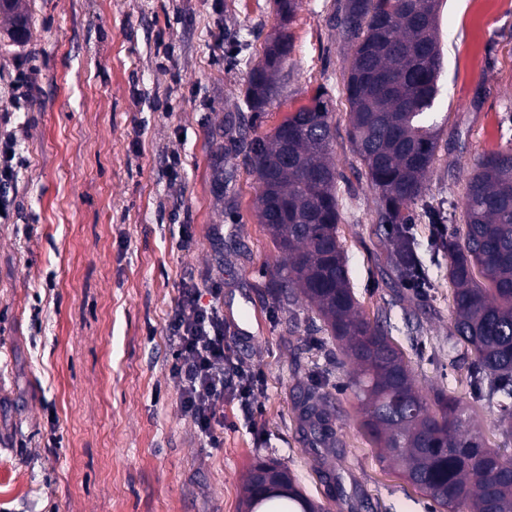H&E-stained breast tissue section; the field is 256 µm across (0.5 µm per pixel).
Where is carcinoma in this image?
Instances as JSON below:
<instances>
[{"mask_svg":"<svg viewBox=\"0 0 512 512\" xmlns=\"http://www.w3.org/2000/svg\"><path fill=\"white\" fill-rule=\"evenodd\" d=\"M21 0H0V16L21 40ZM441 0H341L336 28L353 45L345 84L349 138L373 189L379 220L394 246V271L420 295L425 278L406 215L425 192L436 159L439 128L433 109L442 68L438 32ZM292 50L290 36L266 45L253 69L246 103L259 112L276 94ZM332 112L320 96L252 141L245 163L256 172L260 224L282 253L277 298L300 294L314 308L341 353L358 367L352 382L363 406V428L380 462L427 496L433 512H512V453L491 448L456 393L428 404L415 389L403 352L387 327L358 310L347 259L337 235L338 175L330 161ZM463 240L448 238L453 287L451 335L471 357L478 400L499 412L512 432V148L491 151L470 174ZM324 477L336 475L341 451L319 383L299 403ZM247 512H325L295 484L288 468L259 461L245 485Z\"/></svg>","mask_w":512,"mask_h":512,"instance_id":"cac0c4a2","label":"carcinoma"}]
</instances>
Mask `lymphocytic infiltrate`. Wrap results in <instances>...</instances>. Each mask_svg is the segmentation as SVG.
<instances>
[{
    "label": "lymphocytic infiltrate",
    "instance_id": "f902f5d3",
    "mask_svg": "<svg viewBox=\"0 0 512 512\" xmlns=\"http://www.w3.org/2000/svg\"><path fill=\"white\" fill-rule=\"evenodd\" d=\"M21 166L15 135H0V211L10 212V190ZM222 290L203 292L186 285L167 324L170 375L179 391L182 414L189 418L208 447L224 444L225 396L252 408L260 379L253 369L230 352L224 337Z\"/></svg>",
    "mask_w": 512,
    "mask_h": 512
}]
</instances>
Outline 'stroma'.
I'll return each mask as SVG.
<instances>
[{
    "label": "stroma",
    "mask_w": 512,
    "mask_h": 512,
    "mask_svg": "<svg viewBox=\"0 0 512 512\" xmlns=\"http://www.w3.org/2000/svg\"><path fill=\"white\" fill-rule=\"evenodd\" d=\"M337 2L300 0L280 92L261 112L244 94L280 27L274 0H23L27 39L0 27V132L27 160L0 222V512H245L259 458L287 466L327 512H431L379 462L353 367L317 314L270 295L281 254L258 222L244 156L313 97L329 99L337 235L359 309L386 322L423 397L467 395L448 254L429 217L462 235L468 174L512 146V0H443L439 148L410 210L425 298L391 272L379 200L348 139L351 47ZM21 72L37 98L15 95ZM185 280L221 283L226 340L261 380L255 413L225 399L220 448L199 441L169 376L166 326ZM318 381L345 456L339 499L299 420L298 398Z\"/></svg>",
    "instance_id": "obj_1"
}]
</instances>
